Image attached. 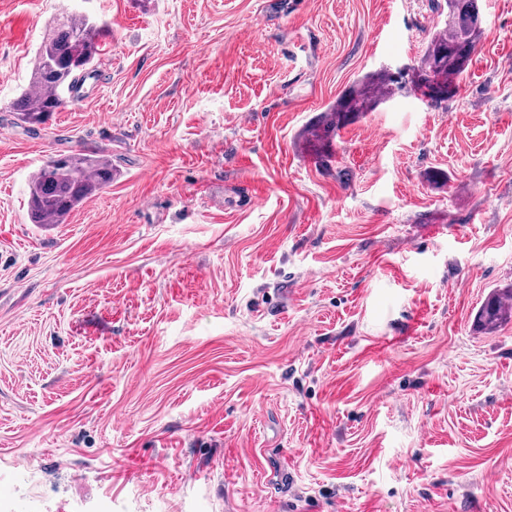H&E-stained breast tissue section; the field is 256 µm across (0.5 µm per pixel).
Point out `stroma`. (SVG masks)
Wrapping results in <instances>:
<instances>
[{
    "label": "stroma",
    "mask_w": 512,
    "mask_h": 512,
    "mask_svg": "<svg viewBox=\"0 0 512 512\" xmlns=\"http://www.w3.org/2000/svg\"><path fill=\"white\" fill-rule=\"evenodd\" d=\"M455 96L405 87L318 159L301 133L412 71L437 0H0V512H512V0ZM66 12L111 32L13 122ZM110 157L49 230L27 183ZM476 326L484 333H495L512 322V287L492 290L480 305Z\"/></svg>",
    "instance_id": "35a3bbf8"
}]
</instances>
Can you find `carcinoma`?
Wrapping results in <instances>:
<instances>
[{"label":"carcinoma","mask_w":512,"mask_h":512,"mask_svg":"<svg viewBox=\"0 0 512 512\" xmlns=\"http://www.w3.org/2000/svg\"><path fill=\"white\" fill-rule=\"evenodd\" d=\"M446 5L448 26L430 39L418 65L423 77L418 89L435 103L452 98L482 33L478 0H446ZM107 36L106 26L90 16L72 13L58 18L36 52L28 88L12 103L15 124L38 127L64 104V93L78 94L86 79L95 76ZM395 84L397 80L387 72L366 77L307 127L306 140L328 152L331 135L393 96ZM116 175L112 160L103 155L78 152L50 158L28 182L30 223L41 228L65 223L71 212L110 186ZM475 319L488 334L511 323L512 287L492 290Z\"/></svg>","instance_id":"cac0c4a2"}]
</instances>
